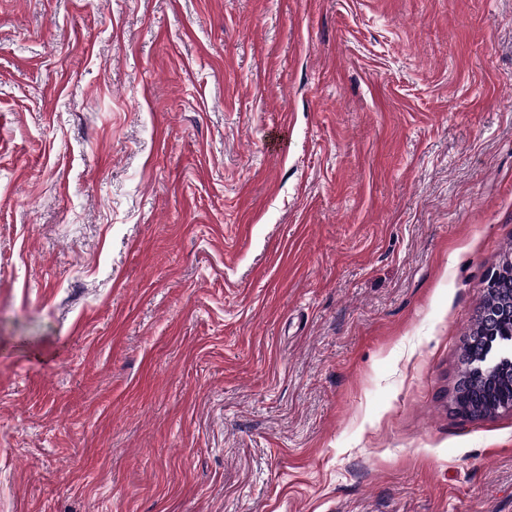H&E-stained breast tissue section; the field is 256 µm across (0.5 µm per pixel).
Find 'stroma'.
I'll list each match as a JSON object with an SVG mask.
<instances>
[{"label":"stroma","mask_w":512,"mask_h":512,"mask_svg":"<svg viewBox=\"0 0 512 512\" xmlns=\"http://www.w3.org/2000/svg\"><path fill=\"white\" fill-rule=\"evenodd\" d=\"M510 253L512 0H0V512H512ZM506 268L508 273L504 271H498L492 275L494 278L498 273H503L508 278V288L506 290H502L504 293V299L500 303V307L496 309L494 312H489L486 315V318L490 320L489 325L499 320L503 316L512 315V259L508 257L507 261L502 265V268ZM506 294V295H505ZM512 358V336L491 345L488 351L470 360V368L474 372L485 373L493 369L500 360ZM512 366L505 365L493 376L462 373L457 384L455 406L470 416H486L504 410L512 403Z\"/></svg>","instance_id":"35a3bbf8"}]
</instances>
